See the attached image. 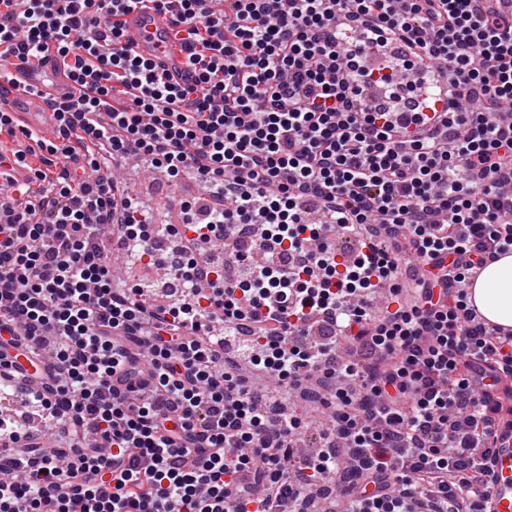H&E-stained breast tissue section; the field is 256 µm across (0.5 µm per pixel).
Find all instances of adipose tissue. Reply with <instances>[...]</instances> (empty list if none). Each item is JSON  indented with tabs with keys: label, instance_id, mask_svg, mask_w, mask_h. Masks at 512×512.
Wrapping results in <instances>:
<instances>
[{
	"label": "adipose tissue",
	"instance_id": "adipose-tissue-1",
	"mask_svg": "<svg viewBox=\"0 0 512 512\" xmlns=\"http://www.w3.org/2000/svg\"><path fill=\"white\" fill-rule=\"evenodd\" d=\"M472 300L490 323L512 327V253L485 267L473 287Z\"/></svg>",
	"mask_w": 512,
	"mask_h": 512
}]
</instances>
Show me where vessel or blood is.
Returning <instances> with one entry per match:
<instances>
[{
	"mask_svg": "<svg viewBox=\"0 0 512 512\" xmlns=\"http://www.w3.org/2000/svg\"><path fill=\"white\" fill-rule=\"evenodd\" d=\"M170 15L148 8L127 13L124 24L135 49L153 61L156 68L173 81L184 82L193 74L185 64L181 46L170 34ZM54 72V86H43L42 71ZM15 86L0 96V108L19 116L27 128L47 132L55 130L56 122L49 105L51 99L62 97L71 89V81L58 64L53 51H46L41 69L16 64ZM492 496L494 512H512V418L499 421L492 435Z\"/></svg>",
	"mask_w": 512,
	"mask_h": 512,
	"instance_id": "1",
	"label": "vessel or blood"
}]
</instances>
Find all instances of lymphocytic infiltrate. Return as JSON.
<instances>
[{
  "instance_id": "1",
  "label": "lymphocytic infiltrate",
  "mask_w": 512,
  "mask_h": 512,
  "mask_svg": "<svg viewBox=\"0 0 512 512\" xmlns=\"http://www.w3.org/2000/svg\"><path fill=\"white\" fill-rule=\"evenodd\" d=\"M170 0H0V87L46 44L72 81L48 140L0 111V512H493L491 437L512 331L466 284L512 252V9L506 0H179L194 73L166 80L122 18ZM134 159L209 196L180 201L187 284L113 285L151 223L114 178ZM259 224L267 263L232 252L207 290L198 256ZM377 225L415 253L413 300ZM361 238L338 264L331 232ZM38 352L35 373L14 371ZM333 388L312 455L286 405Z\"/></svg>"
}]
</instances>
